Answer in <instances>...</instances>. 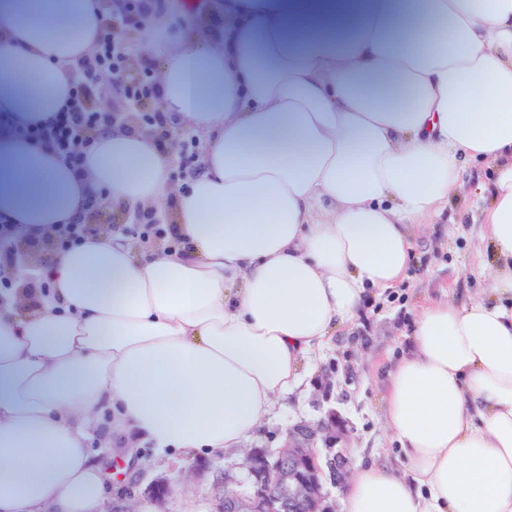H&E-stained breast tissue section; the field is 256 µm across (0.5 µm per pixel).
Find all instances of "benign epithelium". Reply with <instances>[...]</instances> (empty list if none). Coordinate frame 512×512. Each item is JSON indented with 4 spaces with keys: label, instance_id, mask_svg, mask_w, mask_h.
<instances>
[{
    "label": "benign epithelium",
    "instance_id": "obj_1",
    "mask_svg": "<svg viewBox=\"0 0 512 512\" xmlns=\"http://www.w3.org/2000/svg\"><path fill=\"white\" fill-rule=\"evenodd\" d=\"M139 74L131 63L112 74L109 88L125 92ZM348 422L330 409L315 422L286 429L277 450L249 448L240 471H224L217 486L224 512H334L324 481L342 484L352 464L347 455Z\"/></svg>",
    "mask_w": 512,
    "mask_h": 512
}]
</instances>
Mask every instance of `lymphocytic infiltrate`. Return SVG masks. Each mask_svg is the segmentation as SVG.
<instances>
[{
  "mask_svg": "<svg viewBox=\"0 0 512 512\" xmlns=\"http://www.w3.org/2000/svg\"><path fill=\"white\" fill-rule=\"evenodd\" d=\"M135 28L144 40L161 36L166 29L162 8H149L146 0H126L123 10L97 35L91 53L82 57L66 81L67 93L57 111L32 119L0 106V143L33 142L47 146L56 159L75 177L85 174L89 132L111 125L112 114L100 105V78L120 72L127 55L123 34ZM160 86L149 75L133 81L125 93L128 108L145 107L148 117L165 126L159 109Z\"/></svg>",
  "mask_w": 512,
  "mask_h": 512,
  "instance_id": "obj_1",
  "label": "lymphocytic infiltrate"
}]
</instances>
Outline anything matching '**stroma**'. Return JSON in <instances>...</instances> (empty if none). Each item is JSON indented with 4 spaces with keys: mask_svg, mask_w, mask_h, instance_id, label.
Returning a JSON list of instances; mask_svg holds the SVG:
<instances>
[{
    "mask_svg": "<svg viewBox=\"0 0 512 512\" xmlns=\"http://www.w3.org/2000/svg\"><path fill=\"white\" fill-rule=\"evenodd\" d=\"M154 138L169 159L173 187H185L196 174L205 139L192 127L171 122ZM463 193L434 216L427 233L416 236L414 258L392 289L368 294L358 318L328 337L315 355L300 364L301 385L280 398L243 447L209 455L185 450L166 456L136 448L122 455L124 442L95 440L91 449L112 479L102 512L138 502L143 512H217L215 484L225 467L243 460L244 448H277L288 425L317 420L336 409L349 423V447L355 462L402 467L403 459L382 421L387 371L408 345L407 335L420 307L451 300L463 305L486 297L491 245L480 222L487 202V169L470 165ZM170 495L159 504L149 497L161 481Z\"/></svg>",
    "mask_w": 512,
    "mask_h": 512,
    "instance_id": "1",
    "label": "stroma"
}]
</instances>
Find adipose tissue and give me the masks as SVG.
Segmentation results:
<instances>
[{
    "label": "adipose tissue",
    "mask_w": 512,
    "mask_h": 512,
    "mask_svg": "<svg viewBox=\"0 0 512 512\" xmlns=\"http://www.w3.org/2000/svg\"><path fill=\"white\" fill-rule=\"evenodd\" d=\"M104 24L99 0H0V101L55 111ZM155 47L164 111L207 141L188 188L127 129L94 137L79 180L43 146L0 147L15 239L104 196L179 230L148 249L89 235L40 269L34 309L0 290V512H100L87 443L113 430L160 454L240 444L368 290L404 278L473 161L491 296L421 307L384 398L406 464L357 465L344 507L512 512V0H224L223 39Z\"/></svg>",
    "instance_id": "1"
}]
</instances>
